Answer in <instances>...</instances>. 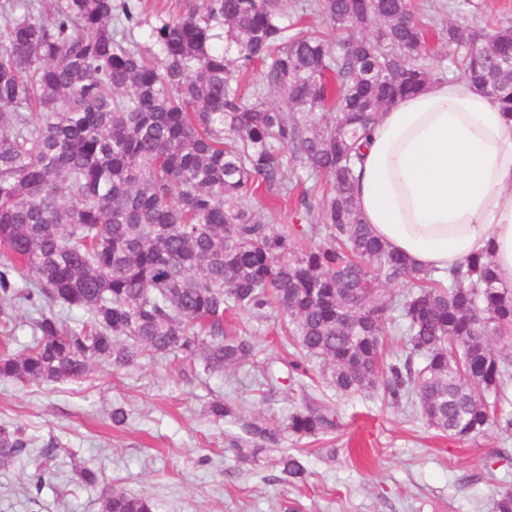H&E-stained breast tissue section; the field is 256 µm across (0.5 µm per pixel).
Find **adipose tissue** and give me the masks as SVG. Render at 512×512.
<instances>
[{
    "label": "adipose tissue",
    "instance_id": "ef3b65f1",
    "mask_svg": "<svg viewBox=\"0 0 512 512\" xmlns=\"http://www.w3.org/2000/svg\"><path fill=\"white\" fill-rule=\"evenodd\" d=\"M355 200L371 233L420 270L491 254L512 285V114L463 78L434 81L377 115Z\"/></svg>",
    "mask_w": 512,
    "mask_h": 512
}]
</instances>
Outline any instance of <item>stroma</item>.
Returning a JSON list of instances; mask_svg holds the SVG:
<instances>
[{"label": "stroma", "mask_w": 512, "mask_h": 512, "mask_svg": "<svg viewBox=\"0 0 512 512\" xmlns=\"http://www.w3.org/2000/svg\"><path fill=\"white\" fill-rule=\"evenodd\" d=\"M410 2L431 23V60L443 63L438 32L454 18L455 0ZM195 4L141 0L143 24L133 40L150 52L157 19ZM294 180L287 171L280 183L257 181L252 205L300 248L311 240L299 232L305 207ZM231 324L260 345L259 365L281 368L282 312L261 319L241 312ZM259 365L209 374L181 360L123 369L102 362L78 382L0 383V425L24 428L37 445L59 444L46 463H37L36 446L22 463L0 470V512H98L106 484L153 497L159 512H495L499 494L512 490V430L461 440L430 427L417 402H394L378 390L344 395L317 370L303 385L284 376L264 392ZM309 398L335 407L339 423L316 437L283 434L279 450L300 457L309 473L299 486L280 481L266 463L240 461L232 440L243 436L241 423H216L208 414L210 402L228 399L243 420L282 421ZM116 407L128 414L124 426L112 424ZM79 462L99 472V485L80 481Z\"/></svg>", "instance_id": "stroma-1"}]
</instances>
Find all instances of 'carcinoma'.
Segmentation results:
<instances>
[{
  "label": "carcinoma",
  "mask_w": 512,
  "mask_h": 512,
  "mask_svg": "<svg viewBox=\"0 0 512 512\" xmlns=\"http://www.w3.org/2000/svg\"><path fill=\"white\" fill-rule=\"evenodd\" d=\"M283 0H200L160 18L146 59L131 33L139 0H4L0 33V333L30 309L33 335L0 352V381L63 384L99 362L127 367L170 356L222 372L259 354L225 315L264 318L282 308L293 325L285 364L309 376L316 361L336 391L383 389L413 397L429 426L460 438L500 422L512 377V288L478 255L443 275L389 251L353 196L361 133L379 110L438 77L425 23L409 0H316L336 34L297 31ZM459 75L512 112V21L487 31L448 22ZM270 61L264 91L247 98L241 71ZM276 94L281 104L265 101ZM329 177L318 208L302 201L324 243L295 248L252 204L258 178L283 170ZM405 284L403 294L392 287ZM87 314L71 327L55 308ZM404 336L387 356L388 339ZM216 420H240L229 401ZM327 405L288 415L295 436L337 426ZM248 456L277 442L280 426L243 425ZM31 447L0 426V468ZM280 480L304 482L283 453ZM99 512H158L156 501L102 488Z\"/></svg>",
  "instance_id": "cac0c4a2"
}]
</instances>
